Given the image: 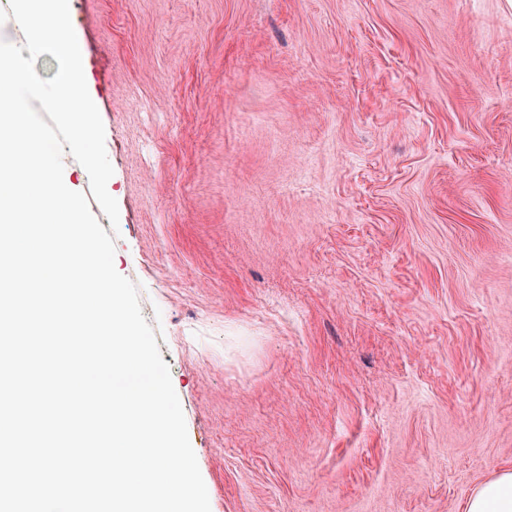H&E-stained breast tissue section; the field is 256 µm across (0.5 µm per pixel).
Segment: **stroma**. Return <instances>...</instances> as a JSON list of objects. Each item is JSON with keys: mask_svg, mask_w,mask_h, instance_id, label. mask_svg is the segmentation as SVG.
Listing matches in <instances>:
<instances>
[{"mask_svg": "<svg viewBox=\"0 0 512 512\" xmlns=\"http://www.w3.org/2000/svg\"><path fill=\"white\" fill-rule=\"evenodd\" d=\"M211 512H466L512 470V0H69Z\"/></svg>", "mask_w": 512, "mask_h": 512, "instance_id": "stroma-1", "label": "stroma"}]
</instances>
